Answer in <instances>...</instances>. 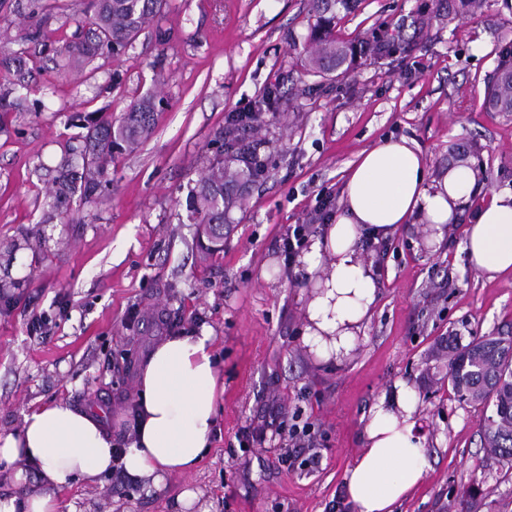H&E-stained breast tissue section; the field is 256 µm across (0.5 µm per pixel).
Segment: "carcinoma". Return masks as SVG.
<instances>
[{
  "label": "carcinoma",
  "instance_id": "obj_1",
  "mask_svg": "<svg viewBox=\"0 0 512 512\" xmlns=\"http://www.w3.org/2000/svg\"><path fill=\"white\" fill-rule=\"evenodd\" d=\"M41 15L37 23L24 24L11 36L0 32V114L18 110L34 90L29 62L42 53L51 39L45 29L57 0H32ZM357 0H308L310 27L306 45V73L331 79L338 71L347 73L362 59H380L375 46L385 40V55L407 50L404 33L395 30L389 38L375 35L345 42L336 37L338 15L354 10ZM166 0H91L84 18L78 21L79 37L66 41L56 50L63 70L79 69L96 58L109 64L126 54L137 35L161 14ZM487 0H448L438 2L433 18L442 10L448 16L472 18L483 13ZM16 44L17 50L5 51L2 43ZM486 107L492 112L512 113V42L501 46L498 63L486 88ZM158 110L156 97L147 94L138 98L115 119L104 113L82 136V167L78 170L65 164L56 181L52 220L58 214L72 211L71 199L94 198L106 187L109 170L116 155L131 152L148 139L154 129ZM243 128L230 123L216 133V140L232 146L229 154L220 151L191 191L197 214L198 236L205 240V249L224 247L226 214L236 199L227 188L246 183L256 177L255 169L235 165L243 156ZM473 153L458 148L450 155L449 164H464L481 176L486 170L470 161ZM506 336H482L462 344L458 337H448L447 381L458 400L491 409L483 418L480 442L488 455L512 464V353L504 341Z\"/></svg>",
  "mask_w": 512,
  "mask_h": 512
}]
</instances>
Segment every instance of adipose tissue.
I'll return each mask as SVG.
<instances>
[{
	"instance_id": "ef3b65f1",
	"label": "adipose tissue",
	"mask_w": 512,
	"mask_h": 512,
	"mask_svg": "<svg viewBox=\"0 0 512 512\" xmlns=\"http://www.w3.org/2000/svg\"><path fill=\"white\" fill-rule=\"evenodd\" d=\"M475 222L463 242L469 264L487 279L512 274V192L485 194L476 172L454 165L431 173L415 140H386L361 152L349 170L331 223L309 236L291 267L309 284L301 296L303 342L324 362L353 350L377 299L378 266L363 242L387 241L419 224L427 247L440 248L448 226L466 209ZM212 329L163 337L137 368L130 431L116 442L110 417L53 400L30 408L19 431L0 435V463L13 467L17 493L0 498V512H77L64 495L77 479L112 471L121 448L124 472L146 492L167 476L194 471L207 456L224 391ZM419 395L399 381L368 411L364 449L344 475L353 512H395L432 469L430 441L419 421ZM37 485H27L28 475Z\"/></svg>"
}]
</instances>
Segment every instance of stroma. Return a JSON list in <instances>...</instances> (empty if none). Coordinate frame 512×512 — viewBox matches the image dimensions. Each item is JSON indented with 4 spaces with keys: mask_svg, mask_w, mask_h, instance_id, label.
<instances>
[{
    "mask_svg": "<svg viewBox=\"0 0 512 512\" xmlns=\"http://www.w3.org/2000/svg\"><path fill=\"white\" fill-rule=\"evenodd\" d=\"M433 0H359L336 31L356 40L382 26L412 38L409 51L364 62L325 80L306 75L293 38L308 34L307 0H168L164 15L105 67L58 71L37 57V91L0 121V433L17 431L35 402L66 399L124 410L136 396L139 362L165 335L158 314L182 329L212 328L224 374L213 446L197 469L161 491L109 475L77 481L66 497L80 512H351L345 471L362 451V418L394 382L421 395V427L435 458L399 512H512V465L480 443L482 408L444 383L449 337L512 335V275L484 280L462 250L472 211L441 250H423L422 228L370 245L380 266L375 313L346 361L325 363L302 342L303 290L284 270L280 239L320 195L340 198L347 167L385 138L417 141L431 170L448 147H475L486 190L512 192V114L488 111L485 89L498 42L512 39V12L489 0L476 18L412 22ZM279 99L247 137L266 163L230 212L224 248L201 249L191 190L230 114L270 88ZM158 92L152 136L119 155L111 184L79 207L78 222L47 220L46 192L70 146L100 111L120 114ZM139 308L140 323L127 314ZM56 325L29 335L35 312ZM309 425L315 466L287 470L291 439L254 441L267 406Z\"/></svg>",
    "mask_w": 512,
    "mask_h": 512,
    "instance_id": "35a3bbf8",
    "label": "stroma"
}]
</instances>
